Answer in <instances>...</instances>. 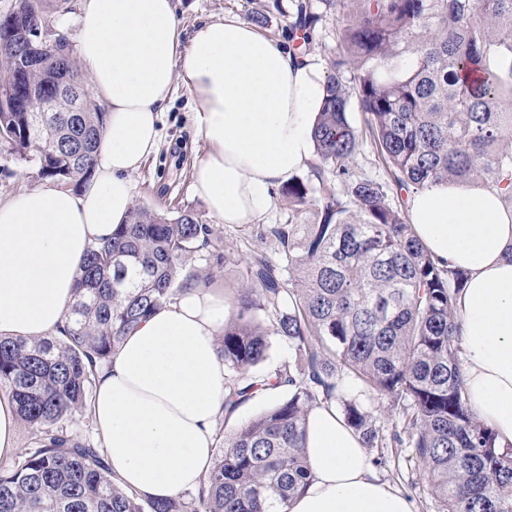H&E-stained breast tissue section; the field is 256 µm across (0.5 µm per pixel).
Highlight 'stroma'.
Instances as JSON below:
<instances>
[{
	"mask_svg": "<svg viewBox=\"0 0 512 512\" xmlns=\"http://www.w3.org/2000/svg\"><path fill=\"white\" fill-rule=\"evenodd\" d=\"M176 4L183 26L189 32L203 22L221 19L227 13L245 17L259 9L268 11L270 17L268 27L263 30L264 35L281 43L288 40L287 11L292 7V0H282L278 6L273 0H176ZM194 107L192 96L183 87H176L158 122L160 150L146 160L133 176V200L161 212L174 213L188 207L198 214L202 223L209 224L213 218L203 200L194 195L191 188L193 165L207 151L196 127ZM40 183L36 167L16 158L7 145L0 143V202H8ZM240 236V228L220 227L218 240L195 252L188 261L190 267L209 272L213 284L223 289L228 297L240 284V269L233 265H216L212 255L236 249ZM370 454L374 457L385 455L387 463L379 467V474L412 500L416 512H439L440 503L422 469L409 460L407 453L388 447L382 451L371 449Z\"/></svg>",
	"mask_w": 512,
	"mask_h": 512,
	"instance_id": "35a3bbf8",
	"label": "stroma"
}]
</instances>
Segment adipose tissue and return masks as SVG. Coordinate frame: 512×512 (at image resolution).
<instances>
[{"label": "adipose tissue", "mask_w": 512, "mask_h": 512, "mask_svg": "<svg viewBox=\"0 0 512 512\" xmlns=\"http://www.w3.org/2000/svg\"><path fill=\"white\" fill-rule=\"evenodd\" d=\"M78 57L107 106L85 188L48 182L0 203V335L52 334L74 301L86 253L132 206V176L159 150L157 126L182 85L207 144L192 188L227 226L254 224L274 190L307 168L327 74L310 54L228 13L185 32L175 0H80ZM416 237L467 272L457 301L471 412L512 444V205L499 191L441 182L408 200ZM221 289L191 283L131 329L94 389L91 414L113 478L142 499L196 490L211 468L228 384L217 338ZM311 479L287 512H414L375 471L335 404L313 409Z\"/></svg>", "instance_id": "ef3b65f1"}]
</instances>
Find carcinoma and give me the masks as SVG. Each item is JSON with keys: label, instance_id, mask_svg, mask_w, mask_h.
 <instances>
[{"label": "carcinoma", "instance_id": "cac0c4a2", "mask_svg": "<svg viewBox=\"0 0 512 512\" xmlns=\"http://www.w3.org/2000/svg\"><path fill=\"white\" fill-rule=\"evenodd\" d=\"M67 0H15L0 21V141L61 184L91 180L106 113L72 51L50 43L35 68L16 63L18 39L44 29ZM343 17L328 57L327 97L304 178L281 187L285 224L257 225L278 252H227L242 267L219 355L229 374L224 414L257 391L288 398L219 442L196 493L142 500L117 483L95 443L66 418L90 407L98 370L124 334L175 302L201 276L189 256L217 237L191 209L132 206L112 238L84 258L76 299L56 334L0 336V389L36 436L18 464L0 463V512H283L307 484L309 411L336 403L366 448L408 447L442 512H512V445L475 419L460 364L457 300L467 274L435 261L405 217L404 196L440 182L479 183L512 203V0H295L288 38L310 45L329 14ZM81 90L79 112L32 125L33 102ZM356 105L387 181L356 163ZM264 314L268 327L256 321ZM299 363L258 372L270 336ZM395 413L385 433L365 401Z\"/></svg>", "mask_w": 512, "mask_h": 512}]
</instances>
